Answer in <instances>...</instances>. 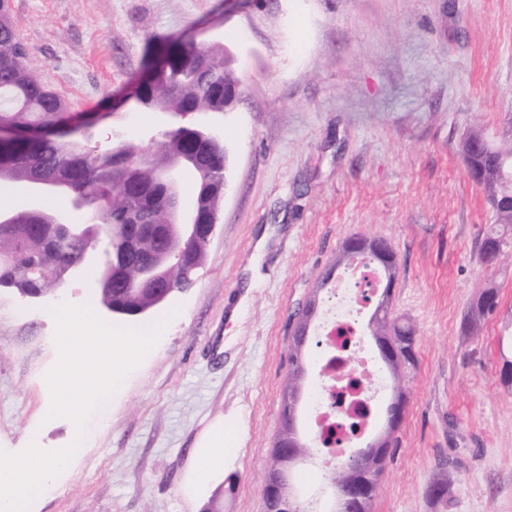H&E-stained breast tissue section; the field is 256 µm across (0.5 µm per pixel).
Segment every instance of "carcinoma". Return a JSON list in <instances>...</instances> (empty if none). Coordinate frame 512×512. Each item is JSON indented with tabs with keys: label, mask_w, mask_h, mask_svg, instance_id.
I'll return each instance as SVG.
<instances>
[{
	"label": "carcinoma",
	"mask_w": 512,
	"mask_h": 512,
	"mask_svg": "<svg viewBox=\"0 0 512 512\" xmlns=\"http://www.w3.org/2000/svg\"><path fill=\"white\" fill-rule=\"evenodd\" d=\"M167 58L164 77L153 83L133 81V91L141 95L144 109L152 112L180 110L191 112L205 106L213 112L233 107L239 96L232 90L240 86L231 60L221 46L184 43L181 35L171 36L156 47V56ZM26 56L10 19L9 0H0V129L11 137L0 140V173L10 182H27L41 174L70 180L85 192L92 203L93 225L110 234L123 233L129 224L166 223L165 188L161 181L163 164L182 159L200 164L206 179L195 177L194 196L200 212L217 208L224 196V146L211 144L190 134L172 133L160 143L155 160L130 169L127 158L112 155V149L100 151L93 146L95 124L62 141L58 133L69 128L74 116L66 111L61 99L38 83L30 74ZM460 151L467 167L486 171L479 182L493 206L501 227H492L479 238V252L488 263L498 260L512 247V184L501 172L512 171V139L500 146L489 144L483 135L472 131L462 140ZM361 255L370 264L383 263L386 284L377 301L371 322L380 359L393 379V395L387 406V424L372 436L370 445L359 450L350 463H340L329 472L328 483L342 488L350 484L369 486L366 499L355 504V512H371L378 480L397 442L396 432L405 411L402 388L404 373L416 366L414 329L407 323L388 319L390 291L396 275L397 257L393 249L381 248L375 238L354 237ZM91 244V238L73 234L51 240L38 219L27 211L16 212L15 222L0 225V286L13 287L27 294L50 287L79 265ZM170 241L154 236L142 240L141 249L119 262L118 276L101 289L99 303L115 310L137 309L148 314L159 306L157 292L140 287V272L147 265H159L163 285L175 292L192 285L188 268L201 264L205 247L197 244L187 251L183 264L162 262ZM498 308L492 288L478 292L465 315L463 328L468 336L477 335L481 321ZM307 345L293 337L288 353L289 369L283 383L281 428L273 444L267 468L280 462L295 434L294 401L299 398L305 378L304 359ZM227 491H217L206 512H224V495L232 492L236 478H227ZM452 471L445 467L440 481L428 485V499L435 507H448Z\"/></svg>",
	"instance_id": "cac0c4a2"
}]
</instances>
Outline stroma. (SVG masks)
I'll return each mask as SVG.
<instances>
[{"label": "stroma", "mask_w": 512, "mask_h": 512, "mask_svg": "<svg viewBox=\"0 0 512 512\" xmlns=\"http://www.w3.org/2000/svg\"><path fill=\"white\" fill-rule=\"evenodd\" d=\"M10 13L32 75L103 126L170 35L223 44L242 80L240 101L209 116L227 190L190 288L136 317L99 304L92 267L46 297L0 288V449L79 446L29 512H205L231 475L226 512H264L296 318L318 294L317 338L334 297L316 277L354 235L395 251L390 315L413 324L417 358L371 512H435L426 488L445 462L447 512H512V393L499 376L512 259L481 262L476 242L497 216L459 153L474 129L495 145L512 136V0H10ZM486 287L499 308L464 335ZM61 294L121 330L166 324L82 439L46 417ZM218 428L224 464L199 472ZM292 481L326 507L319 452Z\"/></svg>", "instance_id": "obj_1"}]
</instances>
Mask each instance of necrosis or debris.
I'll use <instances>...</instances> for the list:
<instances>
[{"label":"necrosis or debris","mask_w":512,"mask_h":512,"mask_svg":"<svg viewBox=\"0 0 512 512\" xmlns=\"http://www.w3.org/2000/svg\"><path fill=\"white\" fill-rule=\"evenodd\" d=\"M381 285L372 267L356 261L336 285V302L324 318L318 350L321 373L309 421L330 468L353 447L357 430H369L386 391L385 378L364 344L361 317Z\"/></svg>","instance_id":"4bbe7bcc"}]
</instances>
